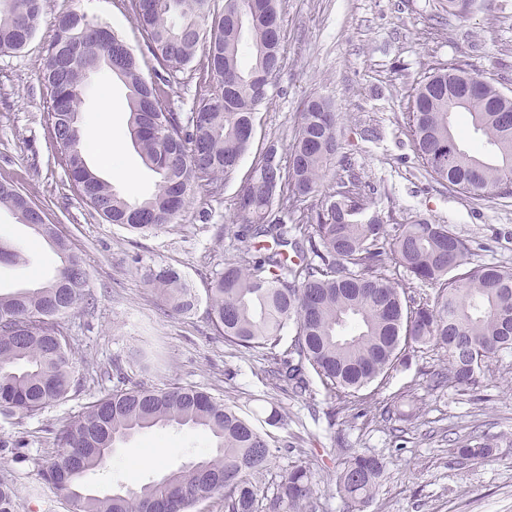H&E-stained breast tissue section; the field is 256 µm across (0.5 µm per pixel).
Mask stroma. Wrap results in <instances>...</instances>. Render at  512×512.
Segmentation results:
<instances>
[{
    "instance_id": "stroma-1",
    "label": "stroma",
    "mask_w": 512,
    "mask_h": 512,
    "mask_svg": "<svg viewBox=\"0 0 512 512\" xmlns=\"http://www.w3.org/2000/svg\"><path fill=\"white\" fill-rule=\"evenodd\" d=\"M282 67L255 114L251 152L218 192L200 189L172 223L140 235L110 224L79 195L58 161L49 135V92L41 79L57 15L74 11L118 34L155 81V63L136 18L120 0H44L40 23L26 46L0 54V183L41 205L86 264L91 304L64 316L78 372L97 381L35 417L0 416V473L11 475L19 512H68L44 484L40 468L54 455L49 438L90 396L119 381L156 388L192 387L225 403L271 437L275 458L263 478L273 494L289 466L309 468L316 492L305 512H350L336 475L355 453L378 457L384 473L363 512H512V351L492 355L479 389L446 383L433 388L431 373L445 370L441 351L410 348L383 381L339 402L320 381L298 396L270 373L259 349L229 345L208 315L207 289L244 244L232 228L233 200L253 155L269 142L287 147L307 99L321 97L336 112V136L363 177L386 224L425 216L452 225L469 241L476 264L512 268V198L477 201L431 181L417 158L407 124L416 83L430 66L464 64L512 88V0H479L463 17L449 15L447 0H280ZM108 107L112 137L125 180L105 153L89 152V167L124 195L147 197L157 175L141 161L128 133L127 89L106 72L92 74L79 114L83 139L98 133ZM0 238L21 250L18 263H0V293L34 288L50 279L56 257L13 213L0 209ZM176 269L198 303L176 313L149 286L159 267ZM145 349L156 356L143 365ZM278 424H268L271 414ZM492 451L462 460L454 449L477 432ZM201 429L154 427L117 444L92 491L106 495L161 478L180 465L214 453Z\"/></svg>"
}]
</instances>
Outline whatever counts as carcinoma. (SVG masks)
I'll return each instance as SVG.
<instances>
[{"label": "carcinoma", "mask_w": 512, "mask_h": 512, "mask_svg": "<svg viewBox=\"0 0 512 512\" xmlns=\"http://www.w3.org/2000/svg\"><path fill=\"white\" fill-rule=\"evenodd\" d=\"M139 22L157 66L177 72L203 51L200 99L187 119L170 108L169 82L148 84L139 64L114 33L76 12L61 14L43 63L50 92V134L59 162L79 195L110 224L146 231L171 223L200 183L218 191L252 144L245 128L283 61L278 0H224L218 13L209 0H125ZM43 0H0V53L22 49L36 30ZM249 64H243V56ZM107 70L128 90V128L143 164L159 177L156 191L139 200L122 196L87 165L78 115L91 74ZM467 68L430 69L414 88L409 130L427 174L450 192L483 200L512 197V124L503 113L512 100L486 79L467 95L456 91ZM466 112L495 149L491 162L463 149L452 118ZM341 146L336 113L320 97L307 100L293 142L269 158L254 157L233 203V225L250 251L228 262L208 288L210 320L224 341L265 351L274 375L297 395L310 391V374L334 396L354 395L388 374L411 346L432 345L448 357V381L474 390L491 354L512 351V268L470 261L471 248L448 224L419 216L388 230L372 209L361 177L346 164L335 172ZM332 184L323 191V182ZM323 196L320 204L309 199ZM279 206L291 224L272 217ZM9 208L59 259L53 278L37 288L0 294V414L32 417L78 392L70 337L59 317L89 303L83 259L55 224L37 217L40 206L11 185L0 184V207ZM296 260L288 262L287 246ZM435 294L409 295L390 262ZM176 311L191 312L196 294L165 267L150 273ZM296 329L282 347L288 324ZM202 428L215 439L214 454L180 466L159 481L99 496L85 483L103 470L115 444L156 426ZM56 455L42 478L71 512H168L190 509L216 495L224 512H257L264 494L259 478L272 460L269 435L257 430L220 397L189 387L133 386L92 396L54 433ZM491 452L483 437L456 448L467 460ZM383 462L355 454L336 477L343 497L360 505L374 494ZM314 495L311 474L293 466L279 475L265 512H303ZM0 512H17L10 479L0 478Z\"/></svg>", "instance_id": "1"}]
</instances>
